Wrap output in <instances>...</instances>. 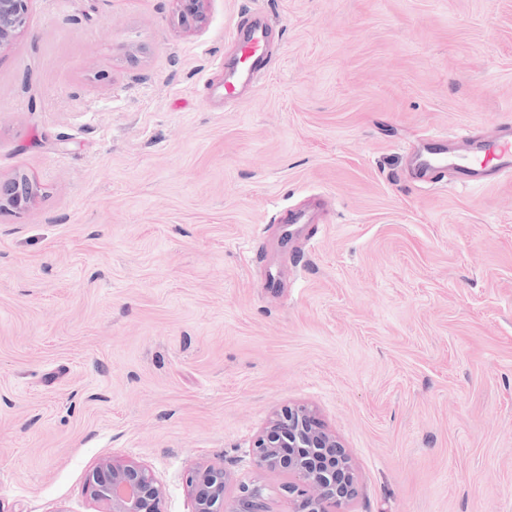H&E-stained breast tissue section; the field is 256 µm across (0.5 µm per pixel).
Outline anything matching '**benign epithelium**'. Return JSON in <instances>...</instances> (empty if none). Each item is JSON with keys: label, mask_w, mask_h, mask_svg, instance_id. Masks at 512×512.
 <instances>
[{"label": "benign epithelium", "mask_w": 512, "mask_h": 512, "mask_svg": "<svg viewBox=\"0 0 512 512\" xmlns=\"http://www.w3.org/2000/svg\"><path fill=\"white\" fill-rule=\"evenodd\" d=\"M30 0H0V49L8 47L25 28ZM196 22L206 21L207 0H174ZM42 196L41 186L18 172L0 177V212L23 211ZM253 465L263 472H284L293 478L288 494L298 512H328L352 500L356 483L349 453L304 406L276 414L255 437ZM193 512H269L262 486L239 485L235 503L226 506L228 477L221 467H199L187 477ZM90 496L110 505V512H163L164 490L152 471L133 462L104 461L88 476Z\"/></svg>", "instance_id": "1"}]
</instances>
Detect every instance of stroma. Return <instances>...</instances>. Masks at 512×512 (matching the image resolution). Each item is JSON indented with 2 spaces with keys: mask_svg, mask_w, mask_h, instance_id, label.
I'll return each mask as SVG.
<instances>
[{
  "mask_svg": "<svg viewBox=\"0 0 512 512\" xmlns=\"http://www.w3.org/2000/svg\"><path fill=\"white\" fill-rule=\"evenodd\" d=\"M264 75L226 105L250 6ZM512 118V0H31L0 50V512H108L148 467L164 512L312 409L347 449L345 512H512V176L420 183L434 131ZM319 207L284 252L278 217ZM43 195L41 186L25 173L0 177V212L23 211L34 205ZM90 496L110 505V512H164V490L152 471L133 462L104 461L88 476Z\"/></svg>",
  "mask_w": 512,
  "mask_h": 512,
  "instance_id": "obj_1",
  "label": "stroma"
}]
</instances>
